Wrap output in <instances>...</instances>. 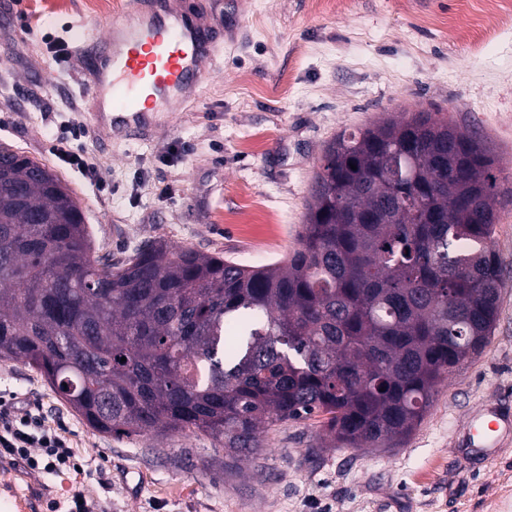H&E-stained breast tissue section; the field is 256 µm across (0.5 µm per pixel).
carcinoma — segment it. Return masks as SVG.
Returning a JSON list of instances; mask_svg holds the SVG:
<instances>
[{"instance_id": "carcinoma-1", "label": "carcinoma", "mask_w": 512, "mask_h": 512, "mask_svg": "<svg viewBox=\"0 0 512 512\" xmlns=\"http://www.w3.org/2000/svg\"><path fill=\"white\" fill-rule=\"evenodd\" d=\"M1 160L0 359L98 433L202 435L236 467L321 415L331 448H400L493 335L512 182L431 112L339 132L298 248L262 266L162 241L99 257L50 168L3 143Z\"/></svg>"}]
</instances>
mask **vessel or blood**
<instances>
[{"label":"vessel or blood","instance_id":"obj_1","mask_svg":"<svg viewBox=\"0 0 512 512\" xmlns=\"http://www.w3.org/2000/svg\"><path fill=\"white\" fill-rule=\"evenodd\" d=\"M219 45L213 32L185 13L180 0H131L102 35L73 43L88 102V127L104 139L152 135L162 112H174L197 93ZM512 434V414L484 404L464 427L467 454L493 459Z\"/></svg>","mask_w":512,"mask_h":512}]
</instances>
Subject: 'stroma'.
Listing matches in <instances>:
<instances>
[{
	"mask_svg": "<svg viewBox=\"0 0 512 512\" xmlns=\"http://www.w3.org/2000/svg\"><path fill=\"white\" fill-rule=\"evenodd\" d=\"M224 30V52L195 101L166 114L156 136L104 144L86 132L73 151L84 178L53 147L86 124L73 64L52 42L103 32L85 0H14L0 15V143L46 164L78 201L97 254L143 244L278 261L297 246L311 182L343 129L419 109L476 130L512 176V26L472 35L485 0H185ZM503 266L490 344L450 374L403 447L325 448L319 418L265 434L239 469L204 437L115 438L86 427L40 373L0 360V397H21L104 486L74 472L4 463L0 499L33 512L84 489L99 512H512V443L477 466L457 451L470 412L512 407V210L494 228ZM67 142L60 141L55 145L54 151L56 156L72 168L76 169L82 176L93 177L96 175V169L90 165L81 155L67 149ZM66 144V145H65Z\"/></svg>",
	"mask_w": 512,
	"mask_h": 512,
	"instance_id": "obj_1",
	"label": "stroma"
}]
</instances>
